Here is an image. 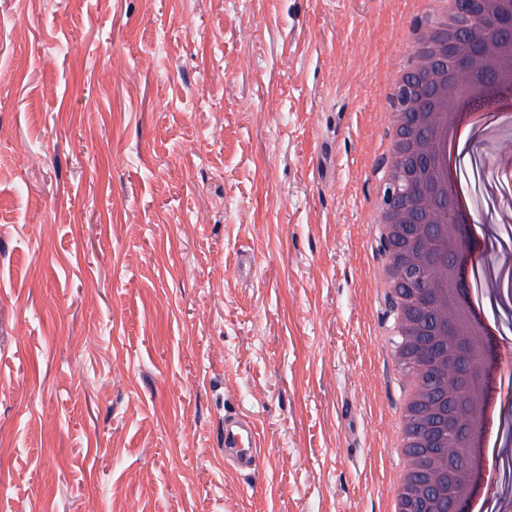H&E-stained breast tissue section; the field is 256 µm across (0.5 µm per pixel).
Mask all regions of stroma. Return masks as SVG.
<instances>
[{
	"instance_id": "stroma-1",
	"label": "stroma",
	"mask_w": 512,
	"mask_h": 512,
	"mask_svg": "<svg viewBox=\"0 0 512 512\" xmlns=\"http://www.w3.org/2000/svg\"><path fill=\"white\" fill-rule=\"evenodd\" d=\"M428 16L0 0V512H388L373 219ZM471 182L498 232L512 201ZM234 410L256 471L224 462ZM224 459L233 458L238 468L250 470L263 455L256 424L244 414H224Z\"/></svg>"
}]
</instances>
